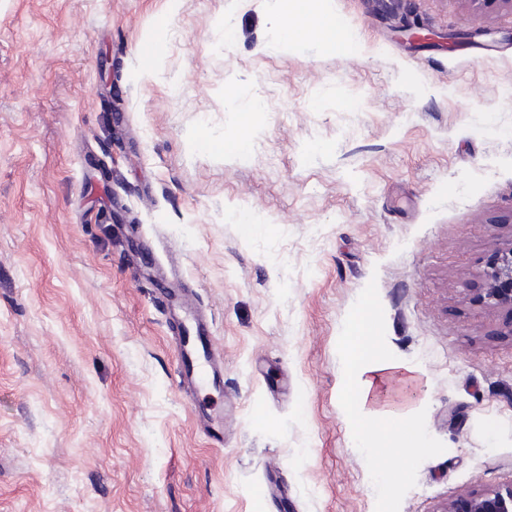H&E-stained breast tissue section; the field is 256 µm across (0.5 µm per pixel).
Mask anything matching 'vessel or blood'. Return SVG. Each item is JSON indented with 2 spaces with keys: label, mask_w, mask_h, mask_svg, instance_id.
I'll list each match as a JSON object with an SVG mask.
<instances>
[{
  "label": "vessel or blood",
  "mask_w": 512,
  "mask_h": 512,
  "mask_svg": "<svg viewBox=\"0 0 512 512\" xmlns=\"http://www.w3.org/2000/svg\"><path fill=\"white\" fill-rule=\"evenodd\" d=\"M156 299L167 314L182 311L179 321L180 385L185 392L202 388H220L224 385L223 361L210 341V326L200 312L187 308L185 289L163 280L156 288ZM202 421L208 422V437L213 444L224 442V419L209 408H197Z\"/></svg>",
  "instance_id": "1"
}]
</instances>
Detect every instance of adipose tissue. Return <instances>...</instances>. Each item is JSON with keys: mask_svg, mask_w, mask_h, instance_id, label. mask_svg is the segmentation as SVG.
<instances>
[{"mask_svg": "<svg viewBox=\"0 0 512 512\" xmlns=\"http://www.w3.org/2000/svg\"><path fill=\"white\" fill-rule=\"evenodd\" d=\"M272 9L286 22L284 30L289 44L295 45L308 38L325 52L336 55L351 53L354 44L352 34L339 25L328 10L320 8L319 0H272ZM373 315L371 304L362 302L345 330L351 338L344 353L345 389L354 402L353 435L356 445L366 452L376 446L372 425L384 418L383 413L370 406L369 400L396 366L395 360L381 356L368 340Z\"/></svg>", "mask_w": 512, "mask_h": 512, "instance_id": "1", "label": "adipose tissue"}]
</instances>
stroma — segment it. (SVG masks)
<instances>
[{
  "instance_id": "obj_1",
  "label": "stroma",
  "mask_w": 512,
  "mask_h": 512,
  "mask_svg": "<svg viewBox=\"0 0 512 512\" xmlns=\"http://www.w3.org/2000/svg\"><path fill=\"white\" fill-rule=\"evenodd\" d=\"M327 8L355 56L284 46L270 0H0V512H277L275 484L288 512H438L512 483V309L480 300L512 246V8ZM248 128L246 157L202 145ZM172 263L223 393L178 386L146 274ZM366 299L402 364L380 407L417 393L404 461L353 443ZM196 413L201 421L216 422V425H207L208 437L214 445H224V418L210 408L196 407Z\"/></svg>"
}]
</instances>
